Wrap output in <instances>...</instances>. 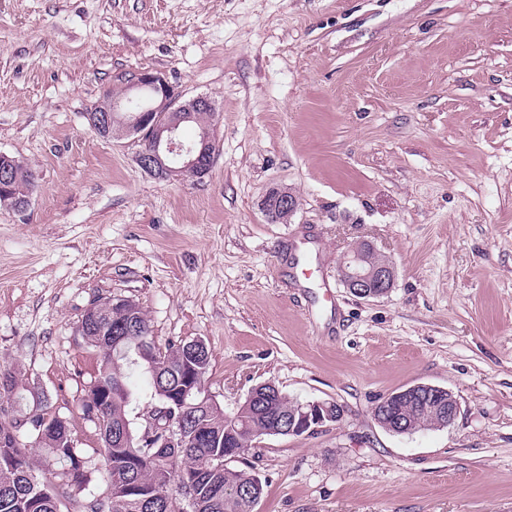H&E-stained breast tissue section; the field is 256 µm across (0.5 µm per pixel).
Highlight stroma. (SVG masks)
<instances>
[{"label":"stroma","mask_w":512,"mask_h":512,"mask_svg":"<svg viewBox=\"0 0 512 512\" xmlns=\"http://www.w3.org/2000/svg\"><path fill=\"white\" fill-rule=\"evenodd\" d=\"M140 70L214 103L203 180L88 126ZM1 153L38 186L0 206V405L44 394L97 447L77 325L123 295L159 344L206 343L224 411L267 381L342 405L234 460L256 512H512V0H0ZM365 241L396 266L377 299L337 278ZM418 383L454 392L455 422L382 429L373 407ZM272 192V197H274L277 200V206L279 207H270V193L263 203L265 214L269 220H271L272 222H280V219L278 218V210L287 212L288 218L297 211L299 207V201L293 193L289 192L286 189Z\"/></svg>","instance_id":"35a3bbf8"}]
</instances>
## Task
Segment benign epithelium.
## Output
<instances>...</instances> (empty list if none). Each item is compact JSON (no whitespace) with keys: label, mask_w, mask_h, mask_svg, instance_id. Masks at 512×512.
<instances>
[{"label":"benign epithelium","mask_w":512,"mask_h":512,"mask_svg":"<svg viewBox=\"0 0 512 512\" xmlns=\"http://www.w3.org/2000/svg\"><path fill=\"white\" fill-rule=\"evenodd\" d=\"M128 99L138 98L143 103L130 110L122 119L125 133L135 135L149 146V151L139 156V163L146 171L162 178H180L199 181L210 171L214 153L207 150L213 140V131L206 130L191 144L179 137L181 113L200 110L213 111L212 101L203 95L182 100V95L157 71L143 70L123 78ZM177 112L179 116L165 122L159 121L157 113ZM277 206L270 207V199H265L263 208L273 222L279 221L278 212L293 214L299 207L297 197L288 190L273 192ZM338 278L343 287L359 298H379L386 295L395 284L394 263L382 255L373 245L361 243L348 251L339 262ZM203 393L198 385L185 387L181 395L172 400V405H163L159 411L170 414L173 407H182L193 395ZM278 394L272 383H264L251 389L246 399L261 405ZM419 400L434 410V427L444 428L454 423L460 406L455 394L442 387L430 384H416L383 398L373 408L374 420L386 431L396 434H410L412 429L403 424L400 406ZM344 410L330 402L313 401L298 404L291 416L281 422L277 433L299 436L310 433L328 422H338Z\"/></svg>","instance_id":"obj_1"}]
</instances>
